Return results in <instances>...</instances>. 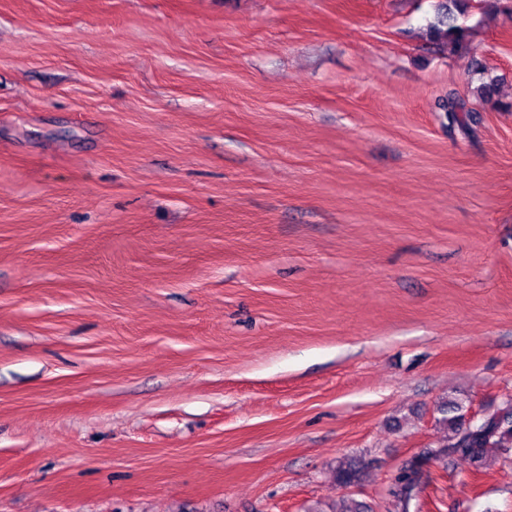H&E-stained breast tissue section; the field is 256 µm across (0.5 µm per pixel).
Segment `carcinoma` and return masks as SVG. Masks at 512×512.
<instances>
[{"label":"carcinoma","instance_id":"cac0c4a2","mask_svg":"<svg viewBox=\"0 0 512 512\" xmlns=\"http://www.w3.org/2000/svg\"><path fill=\"white\" fill-rule=\"evenodd\" d=\"M467 8L464 0H444L439 5L442 19L427 28L429 41L450 55L467 48V28L457 24L454 15L456 11L464 13ZM439 108L448 114V130L451 132L457 131L466 136L478 123L476 110L454 95L448 96ZM440 411L443 413L441 423L447 430L440 446L428 450L422 457L405 461L395 478L391 495L401 512H409L412 501L418 497L422 460L436 461L446 467L461 457L480 472L486 468L490 452L506 456L512 450V402L503 401L495 413L482 417L477 426L466 422L462 405L456 401L444 403ZM362 477V466L352 459L340 463L334 471L336 485L341 488L357 486Z\"/></svg>","mask_w":512,"mask_h":512}]
</instances>
